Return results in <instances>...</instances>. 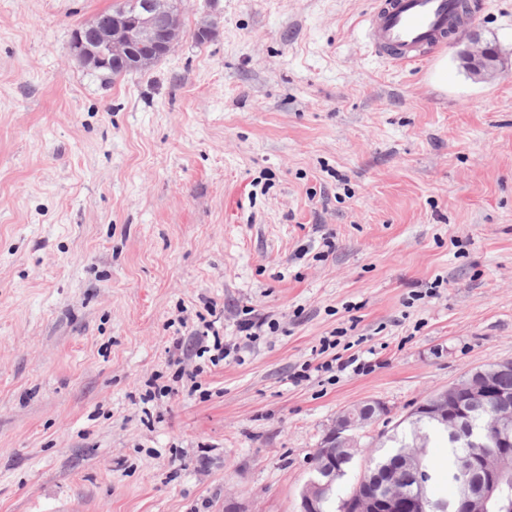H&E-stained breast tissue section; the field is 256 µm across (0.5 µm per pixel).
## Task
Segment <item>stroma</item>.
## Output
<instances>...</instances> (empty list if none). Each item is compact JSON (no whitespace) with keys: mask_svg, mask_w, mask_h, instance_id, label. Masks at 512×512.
<instances>
[{"mask_svg":"<svg viewBox=\"0 0 512 512\" xmlns=\"http://www.w3.org/2000/svg\"><path fill=\"white\" fill-rule=\"evenodd\" d=\"M119 2L0 0V512H297L343 409L512 360V0L464 24L489 80L374 57L373 0H181L107 85L69 43ZM247 317L203 396L142 403L175 336Z\"/></svg>","mask_w":512,"mask_h":512,"instance_id":"1","label":"stroma"}]
</instances>
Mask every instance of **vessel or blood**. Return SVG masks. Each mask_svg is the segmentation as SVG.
Instances as JSON below:
<instances>
[{"label":"vessel or blood","mask_w":512,"mask_h":512,"mask_svg":"<svg viewBox=\"0 0 512 512\" xmlns=\"http://www.w3.org/2000/svg\"><path fill=\"white\" fill-rule=\"evenodd\" d=\"M462 14L456 0H374L363 25L371 52L398 66L421 64L423 49H437Z\"/></svg>","instance_id":"1"}]
</instances>
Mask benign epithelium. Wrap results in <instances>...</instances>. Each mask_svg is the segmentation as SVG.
I'll use <instances>...</instances> for the list:
<instances>
[{
  "label": "benign epithelium",
  "instance_id": "7a95c632",
  "mask_svg": "<svg viewBox=\"0 0 512 512\" xmlns=\"http://www.w3.org/2000/svg\"><path fill=\"white\" fill-rule=\"evenodd\" d=\"M167 0H141L140 10L111 15L74 30L73 54L84 63L105 67L121 64L141 52L168 56L179 39L170 35ZM451 42L459 47L458 57L474 75L483 77L499 71L500 56L484 47L473 34L455 27ZM512 369V361H496L484 370L466 375L426 399L414 410L437 417L448 430L466 439L473 464L478 470L475 481L466 477L459 482L453 512H508L512 509V392L493 383L495 374ZM482 404L488 422L474 427L468 421V407ZM388 413L387 406L374 400L363 401L340 413L322 438V447L360 448L358 431ZM367 473L357 480L349 500L354 512H398L407 499L397 480L383 485L373 497L362 494ZM331 484L308 479L302 487L298 512H321L328 500Z\"/></svg>",
  "mask_w": 512,
  "mask_h": 512
}]
</instances>
